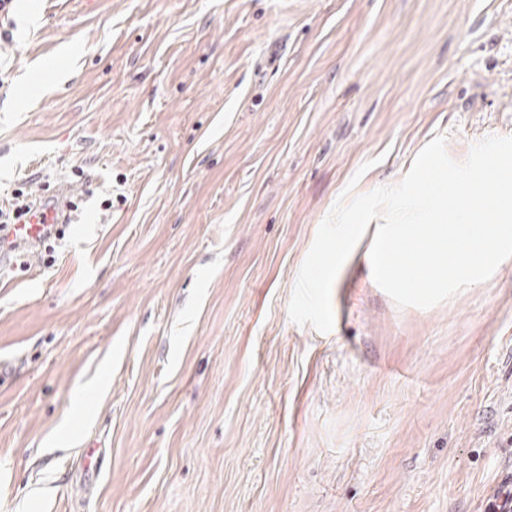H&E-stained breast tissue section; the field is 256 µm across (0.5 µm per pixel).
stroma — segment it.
I'll use <instances>...</instances> for the list:
<instances>
[{"label": "stroma", "instance_id": "1", "mask_svg": "<svg viewBox=\"0 0 512 512\" xmlns=\"http://www.w3.org/2000/svg\"><path fill=\"white\" fill-rule=\"evenodd\" d=\"M0 193L77 202L0 264V512H481L512 468V258L429 308L291 322L346 188L512 136V0H13ZM111 207H104V200Z\"/></svg>", "mask_w": 512, "mask_h": 512}]
</instances>
